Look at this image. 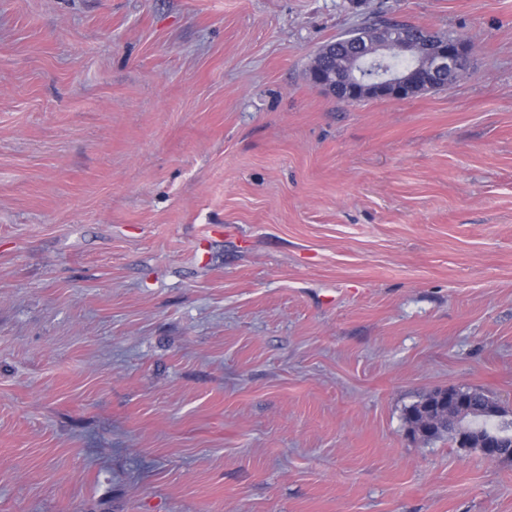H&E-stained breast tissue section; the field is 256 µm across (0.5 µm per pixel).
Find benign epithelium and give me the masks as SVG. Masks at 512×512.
Segmentation results:
<instances>
[{"mask_svg":"<svg viewBox=\"0 0 512 512\" xmlns=\"http://www.w3.org/2000/svg\"><path fill=\"white\" fill-rule=\"evenodd\" d=\"M378 50L387 55L420 53L425 65L392 70L379 76H361L358 71L360 64L375 59ZM325 54L332 64L327 68L312 64L311 80L338 100L353 103L369 97L406 99L412 93L435 84L438 79H453L469 67L474 47L462 36L437 35L430 30L411 39L402 27L392 26L380 29L378 38L371 43L359 44L349 51L333 48ZM478 441L489 460L499 459L500 449L512 447L511 443L495 436H480Z\"/></svg>","mask_w":512,"mask_h":512,"instance_id":"1","label":"benign epithelium"}]
</instances>
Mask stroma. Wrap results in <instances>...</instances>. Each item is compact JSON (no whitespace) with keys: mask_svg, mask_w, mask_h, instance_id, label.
Masks as SVG:
<instances>
[{"mask_svg":"<svg viewBox=\"0 0 512 512\" xmlns=\"http://www.w3.org/2000/svg\"><path fill=\"white\" fill-rule=\"evenodd\" d=\"M376 13L470 67L313 84ZM448 387L512 408V0H0V512H512ZM448 392V398L440 402V406L448 402V411L460 409V400L448 389H436L419 401L411 405L406 413V421L409 430L414 437L424 443L438 441L448 437V441L458 445L459 435L464 428L476 433L498 434L507 441L512 438V417L506 415H495L486 409L494 406L496 401L477 389L468 388L463 394L468 396L469 410L463 416L457 417L453 414L439 413L437 408H431L430 404L436 407L442 396ZM433 409V412L431 410Z\"/></svg>","mask_w":512,"mask_h":512,"instance_id":"1","label":"stroma"}]
</instances>
